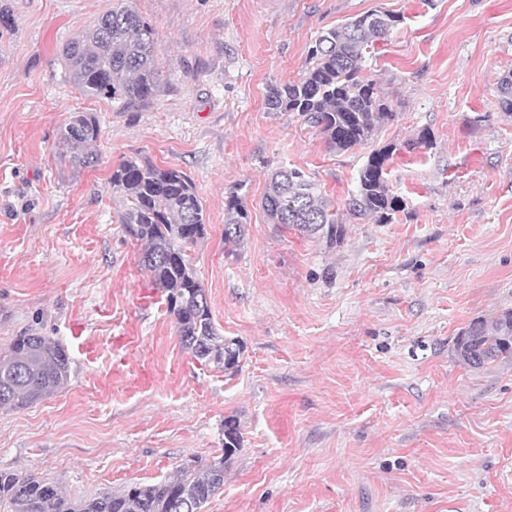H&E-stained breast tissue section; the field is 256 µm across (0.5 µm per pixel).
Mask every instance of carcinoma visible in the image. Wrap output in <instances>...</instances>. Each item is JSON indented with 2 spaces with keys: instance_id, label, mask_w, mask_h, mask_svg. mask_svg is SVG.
<instances>
[{
  "instance_id": "1",
  "label": "carcinoma",
  "mask_w": 512,
  "mask_h": 512,
  "mask_svg": "<svg viewBox=\"0 0 512 512\" xmlns=\"http://www.w3.org/2000/svg\"><path fill=\"white\" fill-rule=\"evenodd\" d=\"M400 23L397 14L372 10L327 29L309 47L308 67L299 80L268 87L266 108L297 114L339 151L373 143L379 128L396 113L366 72L363 59ZM161 54L156 29L136 9L135 0H113L107 13L64 46L62 61L69 82L83 95L109 102L114 112H132L155 98ZM100 134L95 115L75 112L58 130L56 147L75 166L92 167L98 161L93 147ZM394 151L391 144L370 151L355 190L344 202L349 215L387 224L400 211L401 201L391 193L385 171ZM109 183L119 202L118 223L143 247L141 265L176 320L183 347L202 363L226 371L237 368L241 344L218 333L206 289L187 252L204 238L209 223L192 179L179 169L135 156L112 168ZM261 206L269 222L284 229L332 244L343 236L339 213L300 168L272 173ZM248 224L243 199L230 194L224 209V244L241 245ZM454 355L471 369L512 362V309L472 320L457 337ZM69 364L58 340L37 333L17 337L0 353V408L23 409L54 395L67 383ZM242 442L240 424L227 418L219 459L187 464L158 482L81 498L65 495L54 482L1 468L0 504L10 512H204L224 486V466Z\"/></svg>"
}]
</instances>
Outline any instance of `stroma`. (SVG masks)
Here are the masks:
<instances>
[{"label":"stroma","instance_id":"stroma-1","mask_svg":"<svg viewBox=\"0 0 512 512\" xmlns=\"http://www.w3.org/2000/svg\"><path fill=\"white\" fill-rule=\"evenodd\" d=\"M111 6L0 0V351L37 333L70 357L54 396L0 409V467L119 491L219 458L232 417L243 443L205 512H512V363L453 352L512 308V0H137L163 55L136 112L64 78L63 45ZM375 9L403 18L366 60L397 113L374 145L397 148L403 207L388 224L344 216L332 245L269 223L268 176L299 167L340 205L370 149L330 148L265 94L304 73L322 31ZM75 112L101 126L96 167L54 148ZM135 155L186 172L206 205L193 267L243 345L237 370L182 346L117 222L109 177ZM235 190L251 222L229 256Z\"/></svg>","mask_w":512,"mask_h":512}]
</instances>
